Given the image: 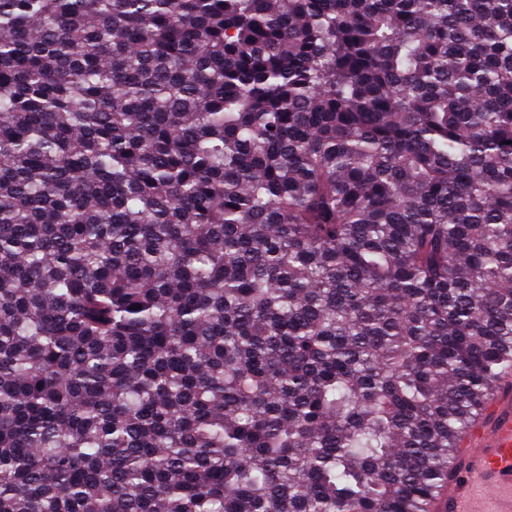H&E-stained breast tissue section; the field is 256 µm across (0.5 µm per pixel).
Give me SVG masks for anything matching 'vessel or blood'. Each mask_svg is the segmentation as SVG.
<instances>
[{"label": "vessel or blood", "mask_w": 512, "mask_h": 512, "mask_svg": "<svg viewBox=\"0 0 512 512\" xmlns=\"http://www.w3.org/2000/svg\"><path fill=\"white\" fill-rule=\"evenodd\" d=\"M461 448L463 472L443 512H512V404L493 402Z\"/></svg>", "instance_id": "1"}]
</instances>
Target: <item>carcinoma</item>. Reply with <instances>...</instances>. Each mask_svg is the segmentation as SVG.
<instances>
[{"label": "carcinoma", "mask_w": 512, "mask_h": 512, "mask_svg": "<svg viewBox=\"0 0 512 512\" xmlns=\"http://www.w3.org/2000/svg\"><path fill=\"white\" fill-rule=\"evenodd\" d=\"M509 378L512 0H0V512H429Z\"/></svg>", "instance_id": "cac0c4a2"}]
</instances>
